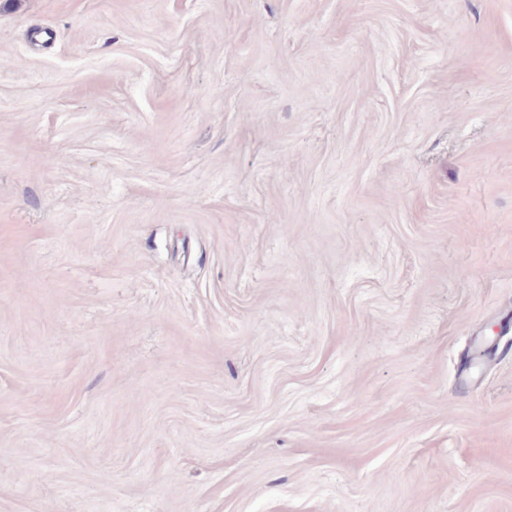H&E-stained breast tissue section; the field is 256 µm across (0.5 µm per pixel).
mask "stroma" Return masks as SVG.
I'll return each instance as SVG.
<instances>
[{
  "label": "stroma",
  "instance_id": "obj_1",
  "mask_svg": "<svg viewBox=\"0 0 512 512\" xmlns=\"http://www.w3.org/2000/svg\"><path fill=\"white\" fill-rule=\"evenodd\" d=\"M0 512H512V0H0Z\"/></svg>",
  "mask_w": 512,
  "mask_h": 512
}]
</instances>
